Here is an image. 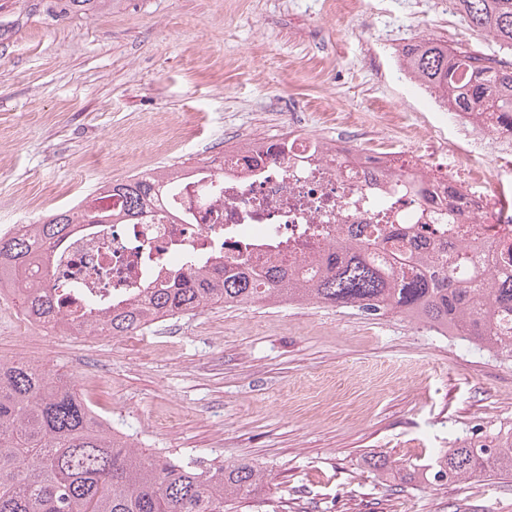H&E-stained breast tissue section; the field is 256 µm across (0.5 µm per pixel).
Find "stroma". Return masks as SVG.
I'll use <instances>...</instances> for the list:
<instances>
[{
    "label": "stroma",
    "mask_w": 512,
    "mask_h": 512,
    "mask_svg": "<svg viewBox=\"0 0 512 512\" xmlns=\"http://www.w3.org/2000/svg\"><path fill=\"white\" fill-rule=\"evenodd\" d=\"M427 35L485 54L450 0H108L51 20L0 0V229L35 223L106 183L284 135L306 113L327 139L350 120L413 153L438 103L398 69ZM0 357L67 375L146 451L242 462L267 484L234 512H512V476L435 485L379 459L512 424V362L397 314L301 304L211 305L134 336H15Z\"/></svg>",
    "instance_id": "1"
}]
</instances>
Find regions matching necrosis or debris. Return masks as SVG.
Returning <instances> with one entry per match:
<instances>
[{
  "label": "necrosis or debris",
  "instance_id": "obj_1",
  "mask_svg": "<svg viewBox=\"0 0 512 512\" xmlns=\"http://www.w3.org/2000/svg\"><path fill=\"white\" fill-rule=\"evenodd\" d=\"M459 133L476 129L472 153L512 152V129L485 112H446ZM163 198L139 224H81L53 244L44 283L77 324L86 303L103 310L146 298L150 288L184 268L283 262L305 266L336 240L375 236L413 239L418 252L468 245L492 279L504 244L512 243V167L488 174L429 165L425 156L388 147H356L346 137L319 140L294 127L288 136L237 141L223 167L205 162L172 172ZM462 193L468 221H448V188Z\"/></svg>",
  "mask_w": 512,
  "mask_h": 512
}]
</instances>
